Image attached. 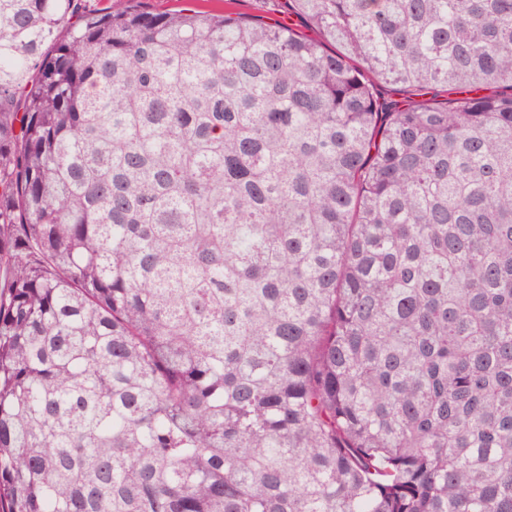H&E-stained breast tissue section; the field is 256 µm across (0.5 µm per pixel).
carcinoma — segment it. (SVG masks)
<instances>
[{"label":"carcinoma","mask_w":512,"mask_h":512,"mask_svg":"<svg viewBox=\"0 0 512 512\" xmlns=\"http://www.w3.org/2000/svg\"><path fill=\"white\" fill-rule=\"evenodd\" d=\"M135 2L0 0V512H512V0ZM229 0H139L137 2L138 9L154 13H172L180 11L184 8L192 7L197 11L209 13L238 12L248 15H260L270 24L275 23H296L298 20L295 16H291V22L288 19V11L282 7L269 6V1L262 0H237L227 2Z\"/></svg>","instance_id":"cac0c4a2"}]
</instances>
